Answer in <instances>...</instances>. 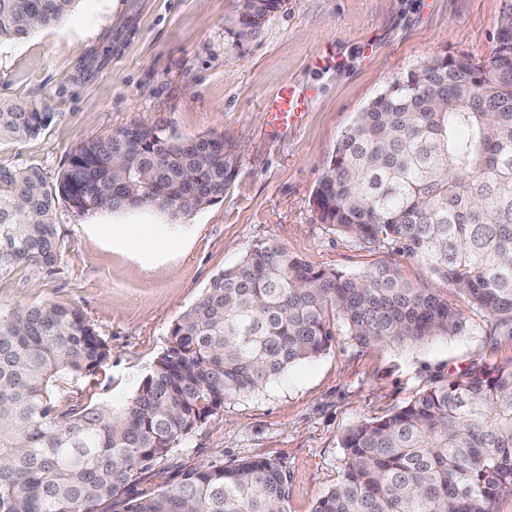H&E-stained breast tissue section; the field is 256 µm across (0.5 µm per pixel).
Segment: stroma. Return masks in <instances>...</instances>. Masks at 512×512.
Returning a JSON list of instances; mask_svg holds the SVG:
<instances>
[{
  "label": "stroma",
  "instance_id": "35a3bbf8",
  "mask_svg": "<svg viewBox=\"0 0 512 512\" xmlns=\"http://www.w3.org/2000/svg\"><path fill=\"white\" fill-rule=\"evenodd\" d=\"M507 0H285L238 41V0H78L65 19L0 43V99L52 116L35 138L0 144V166L35 165L48 180L72 152L132 125L175 139L212 136L237 162L223 199L173 221L130 209L84 215L58 202L55 274L0 277V309L51 302L80 310L112 354L84 402L125 407L165 351L177 318L211 277L256 247L278 245L316 268L358 274L386 262L448 299L467 325L414 344L363 346L345 329L316 358L225 402L177 438L144 486H169L202 464L276 461L288 512H312L338 480L340 440L428 385L476 364L512 363V338L488 342L483 317L438 275L389 246L366 247L322 223L312 198L338 140L392 82L440 56L487 57ZM100 62L85 73L91 53ZM293 85L307 108L276 126L268 105Z\"/></svg>",
  "mask_w": 512,
  "mask_h": 512
}]
</instances>
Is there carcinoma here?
<instances>
[{
    "mask_svg": "<svg viewBox=\"0 0 512 512\" xmlns=\"http://www.w3.org/2000/svg\"><path fill=\"white\" fill-rule=\"evenodd\" d=\"M284 0H240L237 35L260 31ZM76 0H0V40L61 21ZM50 113L0 103V142L41 134ZM236 176L224 140H172L137 124L80 146L56 181L0 167V276L55 272L56 201L85 214L149 208L178 220L222 200ZM313 205L365 244H388L447 280L512 337V27L488 57L438 58L357 113ZM361 345L413 344L463 330L448 300L383 263L316 269L258 246L214 275L122 409L73 404L111 350L76 308L0 310V512H288L275 461L198 466L174 487L141 475L224 402L319 356L338 326ZM343 471L313 512H498L512 496V365H474L406 405L349 428Z\"/></svg>",
    "mask_w": 512,
    "mask_h": 512,
    "instance_id": "carcinoma-1",
    "label": "carcinoma"
}]
</instances>
